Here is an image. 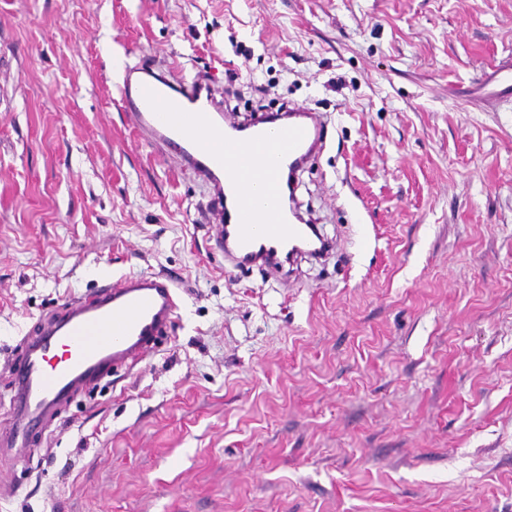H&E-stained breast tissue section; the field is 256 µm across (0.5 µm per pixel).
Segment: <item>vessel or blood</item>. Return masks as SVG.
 <instances>
[{
  "label": "vessel or blood",
  "instance_id": "b4317fda",
  "mask_svg": "<svg viewBox=\"0 0 512 512\" xmlns=\"http://www.w3.org/2000/svg\"><path fill=\"white\" fill-rule=\"evenodd\" d=\"M118 90L140 133L175 151L209 186L225 261L273 271L286 257L329 252L300 218L291 182L323 145L318 112L293 107L280 123L241 122L225 114L209 79L185 77L173 64L127 67ZM217 141L223 149H214ZM177 310V290L158 272L120 276L95 297L68 303L25 340L11 367L13 424L0 447H30L75 395L154 353Z\"/></svg>",
  "mask_w": 512,
  "mask_h": 512
}]
</instances>
